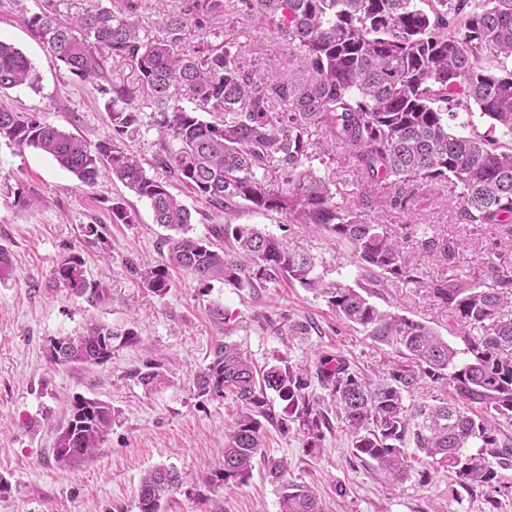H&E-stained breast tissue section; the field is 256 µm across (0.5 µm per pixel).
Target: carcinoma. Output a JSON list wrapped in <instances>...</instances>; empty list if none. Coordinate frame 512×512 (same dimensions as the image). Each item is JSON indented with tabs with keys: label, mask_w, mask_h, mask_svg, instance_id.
<instances>
[{
	"label": "carcinoma",
	"mask_w": 512,
	"mask_h": 512,
	"mask_svg": "<svg viewBox=\"0 0 512 512\" xmlns=\"http://www.w3.org/2000/svg\"><path fill=\"white\" fill-rule=\"evenodd\" d=\"M288 46L283 69L259 76L221 42L186 43L190 27L222 17L228 7ZM164 37L146 40L136 0L122 12L107 7L62 16L53 0L28 18L50 59L73 76L97 83L107 96L112 138L94 145L33 114L0 108V140L33 147L53 158L86 185L101 176L121 182L149 203L154 222L173 231L161 241V260L138 269L142 284L161 298L173 286L172 271H191L199 291L222 280L237 288L297 284L321 296L344 322L404 348L411 360L374 381L341 357L324 354L308 365L257 368L236 346L217 343L210 362L194 378L199 397L229 398L236 408L223 459L205 476L210 487L247 481L262 446L261 419L270 417L266 391L288 402L277 421L287 433L298 423L304 448L320 450L330 427L318 382L335 404L336 418L349 431L351 453L374 461L399 481L408 473L407 447L428 458L431 472L455 475L461 487L485 490L495 505L498 469L512 465V271L495 265L488 282L470 284L440 278L425 282L410 264L403 243L385 225L367 218L375 200L362 197L353 209L335 201V180L313 168V146L305 139L316 125L334 146L357 162V173L394 189L389 205L406 206L413 189L450 183L458 190L455 208L463 224H494L512 251V0H182L181 9L161 19ZM138 71L146 102L162 140L155 160L224 223L208 234L187 235L191 211L170 184L146 174L121 146L141 126L142 107L131 91L107 76L109 55ZM39 83L32 61L15 45L0 41V91ZM184 87L197 101L186 109L174 91ZM478 108L485 132L450 131L460 111ZM213 112L207 121L198 112ZM277 169L285 188L258 176ZM246 208L283 215L330 240L347 244L363 271L353 288L328 282L315 259L254 224H234ZM112 217L135 223L120 198ZM418 247L446 262L453 240L422 235ZM56 282L77 296L95 300L100 292L85 277L84 260L71 252L54 270ZM426 288L448 306L470 339L466 357L427 326L378 309L370 302L388 282ZM132 328L90 321L85 333L49 339L57 365L101 366L114 344H132ZM128 377L149 388L166 383L161 365L146 362ZM452 388L456 398L409 405L406 395L424 380ZM68 419L57 429L52 453L60 463L93 457L112 428L115 410L96 398L76 395ZM269 477L283 483L280 512H323L314 488L284 482L287 462L264 460ZM185 482L173 467H155L138 485L139 512H161L164 499Z\"/></svg>",
	"instance_id": "carcinoma-1"
}]
</instances>
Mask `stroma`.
<instances>
[{
  "label": "stroma",
  "instance_id": "obj_1",
  "mask_svg": "<svg viewBox=\"0 0 512 512\" xmlns=\"http://www.w3.org/2000/svg\"><path fill=\"white\" fill-rule=\"evenodd\" d=\"M42 3L0 0V39L20 48L41 77L38 89L0 92V105L97 143L111 135L112 126L96 85L52 63L27 25ZM188 41L233 43L240 60L265 75L276 71L284 50L268 30L235 19L192 28ZM142 117L139 131L125 137L123 146L137 156L148 176L168 180V173L154 164L160 132L150 112ZM319 170L335 174L336 200L345 206L373 190L351 175V164L343 157L325 159ZM20 185L33 190L36 206L14 205L12 192ZM453 194L449 184L423 187L413 192L405 209L378 205L369 216L404 239L407 259L425 280L459 276L481 282L489 265L512 270V252L496 246L494 227L457 223L456 210L448 204ZM117 197L127 199L135 223H113L111 204ZM233 221L258 225L314 256L328 281L353 286L361 279L344 243L277 214L242 209ZM85 224L100 225L102 243L84 245ZM424 232L453 238V263L418 249L414 238ZM165 234L149 204L130 195L120 182L103 177L96 185H85L41 151L0 141V247L8 250L12 262L11 275L0 282V512H138L139 479L158 465L192 476L169 496L165 512H280V489L266 478L263 464H256L242 484L212 491L203 481L221 460L224 433L234 422L224 400L197 396L193 387L214 345H237L259 368L277 361L309 363L322 353L339 355L375 380L404 362L402 349L342 322L321 297L298 286L271 284L249 291L215 281L203 295L195 276L180 271L174 273L169 292L156 297L134 267L159 260ZM73 249L82 254L87 280L102 289L101 299L88 301L55 281L57 264ZM373 301L380 309L423 323L455 349H466L467 337L460 335L447 307L426 289L393 282ZM214 302L224 307V323L209 316ZM91 318L135 328L138 339L114 347L111 360L100 367L55 365L49 358V339L81 332ZM296 322L315 324L317 331L287 337L289 325ZM146 361L162 363L172 383L148 390L127 379L130 368ZM76 395L111 403L118 418L93 458L64 468L55 462L52 446L67 418L66 405ZM263 433L262 455L286 459L288 481L318 489L325 512H512V466L500 471L503 489L492 507L483 490L463 489L449 473L440 471L422 481L426 459L413 449L407 476L392 480L374 464L352 456L349 437L337 421L313 455L305 452L297 432L282 433L267 421ZM340 486L345 496L337 495Z\"/></svg>",
  "mask_w": 512,
  "mask_h": 512
}]
</instances>
